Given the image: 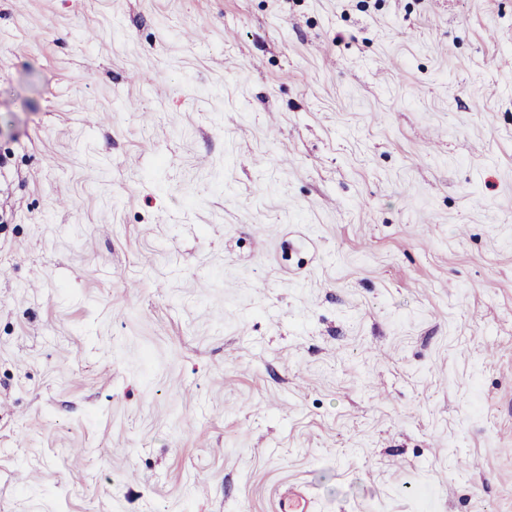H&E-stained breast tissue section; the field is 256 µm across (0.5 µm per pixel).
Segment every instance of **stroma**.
Wrapping results in <instances>:
<instances>
[{
  "label": "stroma",
  "mask_w": 512,
  "mask_h": 512,
  "mask_svg": "<svg viewBox=\"0 0 512 512\" xmlns=\"http://www.w3.org/2000/svg\"><path fill=\"white\" fill-rule=\"evenodd\" d=\"M1 268L0 512H512V0H0ZM313 502V493L308 486L298 485L288 488V492L279 495L276 512H309Z\"/></svg>",
  "instance_id": "35a3bbf8"
}]
</instances>
